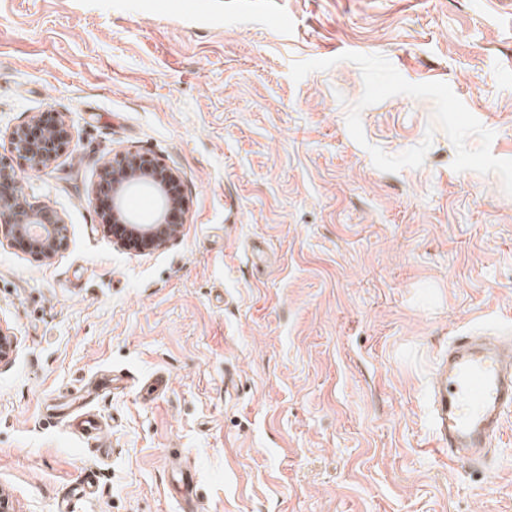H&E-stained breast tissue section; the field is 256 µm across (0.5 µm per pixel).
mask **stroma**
<instances>
[{
  "mask_svg": "<svg viewBox=\"0 0 512 512\" xmlns=\"http://www.w3.org/2000/svg\"><path fill=\"white\" fill-rule=\"evenodd\" d=\"M0 0V158L64 218L0 234V494L15 512H512V419L476 467L433 452L448 339L512 317V0ZM62 113L46 169L6 135ZM180 176L165 249L116 247L104 159ZM102 369L108 447L50 417ZM169 388L154 401L140 386ZM173 473H178L176 493L180 496L177 500L181 512H202L203 508L196 498V489L194 479L191 474H187L183 469L171 466Z\"/></svg>",
  "mask_w": 512,
  "mask_h": 512,
  "instance_id": "obj_1",
  "label": "stroma"
}]
</instances>
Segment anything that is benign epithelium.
<instances>
[{"label":"benign epithelium","instance_id":"benign-epithelium-1","mask_svg":"<svg viewBox=\"0 0 512 512\" xmlns=\"http://www.w3.org/2000/svg\"><path fill=\"white\" fill-rule=\"evenodd\" d=\"M70 140L69 125L57 112H39L30 122L16 126L9 133L11 154L25 162L29 168L41 170L53 163ZM126 164L105 160L98 173L99 181L91 193L100 186L112 188V218L124 224L142 225V238L147 248L160 250L174 240L180 228L171 224V214L180 203L169 192V184L177 181L178 174L162 166L143 169L139 185L150 188L158 197L159 205L149 223L125 208V198L133 187L126 180ZM0 226L14 240L23 242L30 252L42 260L53 259L67 245L62 215L49 205L30 203L20 184L15 169L0 160Z\"/></svg>","mask_w":512,"mask_h":512}]
</instances>
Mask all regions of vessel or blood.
I'll return each instance as SVG.
<instances>
[{"instance_id":"1","label":"vessel or blood","mask_w":512,"mask_h":512,"mask_svg":"<svg viewBox=\"0 0 512 512\" xmlns=\"http://www.w3.org/2000/svg\"><path fill=\"white\" fill-rule=\"evenodd\" d=\"M484 335V329L472 328L450 337L431 384L432 447L452 465L478 463L512 417V354L488 343ZM128 382L123 374L103 373L79 402L67 403L68 420L88 439L102 441V427L89 411L93 393ZM175 491L180 512H203L192 475L180 473Z\"/></svg>"}]
</instances>
